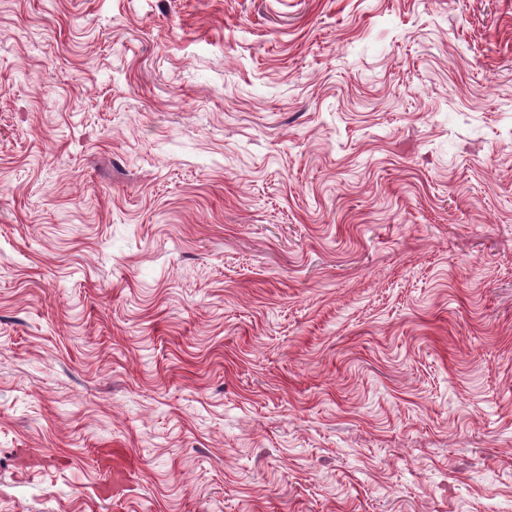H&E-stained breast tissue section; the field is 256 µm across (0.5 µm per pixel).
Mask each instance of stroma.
I'll use <instances>...</instances> for the list:
<instances>
[{
    "label": "stroma",
    "mask_w": 512,
    "mask_h": 512,
    "mask_svg": "<svg viewBox=\"0 0 512 512\" xmlns=\"http://www.w3.org/2000/svg\"><path fill=\"white\" fill-rule=\"evenodd\" d=\"M0 36V512H512V0Z\"/></svg>",
    "instance_id": "stroma-1"
}]
</instances>
